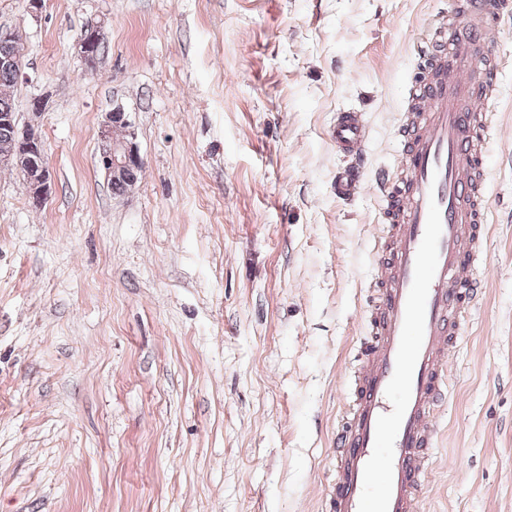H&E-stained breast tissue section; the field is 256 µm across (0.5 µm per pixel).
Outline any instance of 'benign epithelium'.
Wrapping results in <instances>:
<instances>
[{
  "label": "benign epithelium",
  "mask_w": 512,
  "mask_h": 512,
  "mask_svg": "<svg viewBox=\"0 0 512 512\" xmlns=\"http://www.w3.org/2000/svg\"><path fill=\"white\" fill-rule=\"evenodd\" d=\"M103 33L102 24L86 26L77 41L78 54L82 57L95 50L98 39ZM0 121L13 125L17 132L13 146L0 152V166L18 169L25 180L29 198L36 205L43 204L51 194L52 178L47 162L46 146L41 133L31 123L19 127L18 119L13 114H3ZM125 126V138L120 141L112 139V125ZM98 163L114 179L127 183V189L136 186L132 177L134 169L144 164L139 148L135 142V133L129 115L121 106L113 107L106 114L99 133Z\"/></svg>",
  "instance_id": "benign-epithelium-1"
}]
</instances>
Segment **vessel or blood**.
<instances>
[{"instance_id": "b4317fda", "label": "vessel or blood", "mask_w": 512, "mask_h": 512, "mask_svg": "<svg viewBox=\"0 0 512 512\" xmlns=\"http://www.w3.org/2000/svg\"><path fill=\"white\" fill-rule=\"evenodd\" d=\"M511 12L512 0H464L459 13L435 19L449 47L423 48L426 62L395 132L398 165L373 177L392 224L333 440L329 512H416L424 494L448 401V354L465 332L485 264L482 159L492 113L468 102L499 86L500 68L477 60ZM332 136L353 159L336 177L337 195L347 196L363 181L369 130L360 113L341 112Z\"/></svg>"}]
</instances>
